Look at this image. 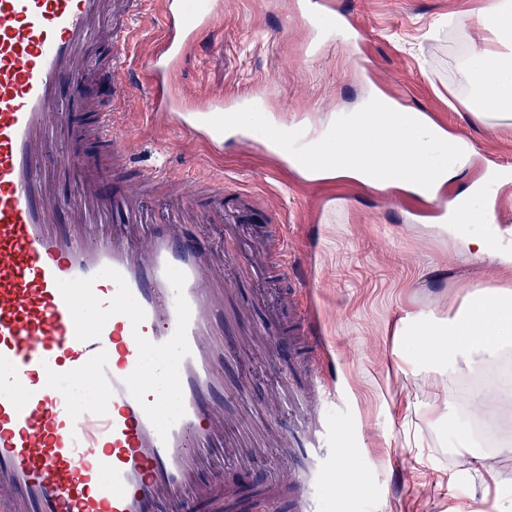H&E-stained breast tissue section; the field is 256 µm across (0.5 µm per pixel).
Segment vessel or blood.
Masks as SVG:
<instances>
[{
    "mask_svg": "<svg viewBox=\"0 0 512 512\" xmlns=\"http://www.w3.org/2000/svg\"><path fill=\"white\" fill-rule=\"evenodd\" d=\"M168 32L137 86L161 121L219 138L240 113L269 99L267 86L198 103L176 71L215 21L212 0H162ZM142 0H0V512H193L182 496L197 486L222 512V478L197 485L207 455L227 439L226 393L217 337L232 300L224 255L194 235L143 233L137 195L120 200L122 224L104 233L97 202L64 208L42 166L65 119L60 87L83 78L80 50L103 25L112 31L110 88L127 85L126 47ZM116 104L105 98L96 131L111 142ZM244 136L307 139L248 124ZM190 184L173 218L211 224L223 208L199 210ZM306 405L281 475L297 512H322L321 472L306 460L338 445L324 416L330 396ZM103 392L80 403L73 390Z\"/></svg>",
    "mask_w": 512,
    "mask_h": 512,
    "instance_id": "obj_1",
    "label": "vessel or blood"
}]
</instances>
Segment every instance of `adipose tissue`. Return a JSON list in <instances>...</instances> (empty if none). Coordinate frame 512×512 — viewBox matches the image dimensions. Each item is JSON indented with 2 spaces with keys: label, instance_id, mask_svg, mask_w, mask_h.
<instances>
[{
  "label": "adipose tissue",
  "instance_id": "obj_1",
  "mask_svg": "<svg viewBox=\"0 0 512 512\" xmlns=\"http://www.w3.org/2000/svg\"><path fill=\"white\" fill-rule=\"evenodd\" d=\"M475 26L490 32L495 50L469 52L467 67L476 78L477 92L467 104L470 123L478 130L512 126V0H493L478 12ZM311 144L316 161L306 171L310 180L345 179L387 194L404 188L431 203H443L449 218L465 213L468 223L490 224L494 215L481 199L486 178L476 180L462 196H449L452 181L470 161L467 140L435 125L420 110L401 105L380 89H372L356 111L332 112L320 123ZM461 256L486 266L484 276L468 281L469 293L456 313L428 321L413 313L401 318L394 330L399 364L415 352L431 356L438 377L460 370L475 371L512 347V249H496L483 237L464 239ZM485 390L467 400L468 420L448 419L447 399L435 394L428 409L433 421H447L458 447L475 463L484 459L471 421L484 417Z\"/></svg>",
  "mask_w": 512,
  "mask_h": 512
}]
</instances>
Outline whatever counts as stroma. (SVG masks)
<instances>
[{
	"mask_svg": "<svg viewBox=\"0 0 512 512\" xmlns=\"http://www.w3.org/2000/svg\"><path fill=\"white\" fill-rule=\"evenodd\" d=\"M294 2L219 0L224 39H204L179 81L202 97L244 94L269 82L268 111L291 121L353 109L374 84L472 142L479 165L512 168V127L480 132L470 126L461 84L471 75L457 63L458 44L471 36L465 22L488 0H333L337 13L357 23L361 39L354 45L335 40L319 55L305 50L309 30ZM136 25L127 48L131 86L148 78V59L163 37L159 0H145ZM97 93L89 81L78 95L70 85L61 88L69 103L61 151L91 164L97 154L81 116L85 98ZM119 99L125 107L115 118L114 150L128 167L162 169L175 181L212 182L252 208L249 217L223 224L163 227L174 236L195 230L233 261L229 275L240 321L253 332L249 347L234 352L240 435L273 430L289 437L293 421L273 397L280 373L306 359L300 336L309 329L348 409L338 427L354 450L348 465L365 485L364 492L342 498L326 485L324 512H512V453L487 449L485 469L474 470L447 426L422 412L435 381L429 362L419 355L396 368L393 336L404 313H450L469 275L457 239L492 238L497 227H512V189L503 193L510 207L494 208L495 225L425 234L412 225L424 210L412 194L391 198L352 181L312 182L254 145L231 138L213 144L190 128L161 124L129 90ZM61 151H50L45 165L60 199L74 205L84 197V173L64 164ZM220 460L213 454L204 475L220 472ZM223 475L251 484L238 512H253L264 486L276 481L260 459ZM450 476L453 495L437 487Z\"/></svg>",
	"mask_w": 512,
	"mask_h": 512,
	"instance_id": "obj_1",
	"label": "stroma"
}]
</instances>
